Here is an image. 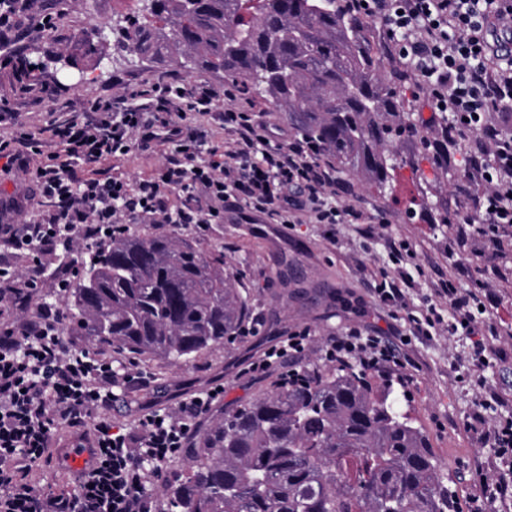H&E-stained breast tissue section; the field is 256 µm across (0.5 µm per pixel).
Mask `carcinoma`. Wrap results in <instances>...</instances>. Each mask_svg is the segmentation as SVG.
<instances>
[{
	"label": "carcinoma",
	"mask_w": 512,
	"mask_h": 512,
	"mask_svg": "<svg viewBox=\"0 0 512 512\" xmlns=\"http://www.w3.org/2000/svg\"><path fill=\"white\" fill-rule=\"evenodd\" d=\"M122 27L150 64L222 74L284 111L335 164L393 192V142L448 166V142L427 147L397 88L382 77L363 23L336 0H155ZM176 46L189 59L172 56ZM70 288L69 329L94 345L187 363L224 344L253 309L224 253L170 234L124 235L94 253ZM307 381L244 402L214 420L188 472L165 484L167 512H456L425 430L389 379L324 364Z\"/></svg>",
	"instance_id": "carcinoma-1"
}]
</instances>
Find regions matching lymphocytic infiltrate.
I'll return each instance as SVG.
<instances>
[{
	"instance_id": "f902f5d3",
	"label": "lymphocytic infiltrate",
	"mask_w": 512,
	"mask_h": 512,
	"mask_svg": "<svg viewBox=\"0 0 512 512\" xmlns=\"http://www.w3.org/2000/svg\"><path fill=\"white\" fill-rule=\"evenodd\" d=\"M343 12L380 20L393 40L404 74L428 100L430 131L455 145L470 141L464 176L477 194L481 235L512 227V130L494 113L512 112V53L498 49L501 29H512V0H342ZM51 119L32 133L23 129L0 139L6 167L36 162L35 196L42 209L33 224H1L0 240L25 257L24 273L0 263V305L21 309L22 318L0 324V512H160L148 491L153 477L190 447L200 418L223 400L224 386L183 400L176 408L154 410L127 431L102 419L123 386L147 383L135 359L114 360L111 350H72L64 315L36 301L44 262L57 249L94 250L125 235L132 224H220L225 214L263 213L279 224H346L362 220L358 210L336 207L327 190L334 179L318 159L314 143L280 138L256 113L218 109V90L205 79L174 78L141 89L109 93L83 111L58 117L52 91ZM215 116L229 141L222 154L203 158L204 139L195 118ZM168 148L165 164L151 177L129 182L107 175L104 162ZM414 256L405 240L389 243L394 275L382 276L375 292L384 306H408L412 279L406 265ZM449 303L456 316L443 324L437 311ZM479 294L440 283L426 318L411 317L414 329L473 338L483 353L492 332L489 317L477 316ZM316 353L325 364L358 366L368 372L411 381L406 362L380 335L360 326L315 345L308 329L292 331L253 359L243 373L270 374L287 357ZM91 427L90 460L78 470L72 490L40 492L31 477L50 455L59 425ZM497 450L492 478H481L480 500L512 497V419L487 422L474 412L465 424Z\"/></svg>"
}]
</instances>
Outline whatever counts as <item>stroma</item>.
Wrapping results in <instances>:
<instances>
[{"mask_svg":"<svg viewBox=\"0 0 512 512\" xmlns=\"http://www.w3.org/2000/svg\"><path fill=\"white\" fill-rule=\"evenodd\" d=\"M138 7L137 0H37L36 14L50 16L54 24L51 36L37 31L29 36L37 47L33 58L41 64L37 73L41 84L65 89L79 108L111 92L113 83L132 89L170 74V67L143 64L113 46V24ZM93 26L102 37L97 52L89 55L79 47L77 37ZM364 37L380 58L385 78L395 81L401 92L399 111L410 113L416 125H423L429 116L426 101L414 94L410 83L391 63V43L382 25L366 23ZM0 105L14 111V123H23L33 131L50 118L45 107L20 90L12 69L3 67ZM14 123L0 124L1 139L10 137ZM396 150L404 160L394 173L400 203L382 197L375 185L361 177L329 189L336 206H352L372 221H384L380 236L372 239L362 236L354 224L337 225L332 242L325 239L321 224H298L281 237L275 225L264 223L227 221L211 225L202 236L190 226L165 225V232L178 233L209 251H223L227 272L246 289L263 324L257 335L205 351L190 363L170 365L140 357L150 383L126 387L108 413L113 425L131 426L142 406L175 407L218 379L224 383V399L201 419L200 428H207L225 410L271 389L275 375L253 380L241 376L240 371L279 338L307 328L321 342L345 327L361 324L379 331L410 362L413 381L403 388L401 408L427 430L440 468L455 494L457 512H471L479 477L491 474L494 461L493 449L482 445L465 427L467 418L478 408L483 386L496 388L506 401L502 407H485V415L491 419L512 415V234L503 236L495 246L475 243L468 225L455 220L456 214L466 213L471 206L472 190L463 177V163L446 169L435 167L429 160L418 158L409 141L397 144ZM34 188V166L0 171V199L19 204L18 209L0 214V223L29 224L38 220L39 208L32 199ZM444 214L450 217L445 225L439 222ZM391 238L408 239L415 250L407 265L416 281L409 303V311L415 316H422L425 297L442 280L452 278L473 290L479 284H491L494 343L508 353V360H499L488 351L481 369H474L468 337L418 336L408 321L391 318L388 308L373 294L375 273L390 264L387 241ZM272 277L277 287H268ZM80 443L78 434L60 430L51 460L43 461L36 470L42 489L69 490V457Z\"/></svg>","mask_w":512,"mask_h":512,"instance_id":"stroma-1","label":"stroma"}]
</instances>
